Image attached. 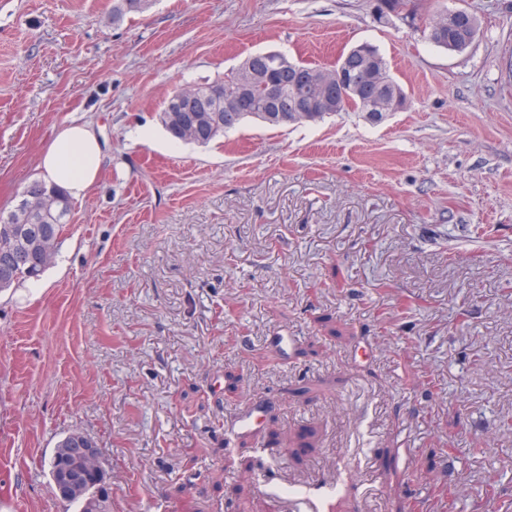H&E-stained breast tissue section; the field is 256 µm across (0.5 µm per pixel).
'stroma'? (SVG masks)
Returning <instances> with one entry per match:
<instances>
[{
  "label": "stroma",
  "mask_w": 512,
  "mask_h": 512,
  "mask_svg": "<svg viewBox=\"0 0 512 512\" xmlns=\"http://www.w3.org/2000/svg\"><path fill=\"white\" fill-rule=\"evenodd\" d=\"M0 0V210L54 130L109 161L54 263L0 294V512H65L40 461L79 430L112 512H512V0L463 51L374 0ZM376 46L408 104L378 123L159 120L248 55ZM287 331L289 359L269 348ZM262 403L253 432L226 434Z\"/></svg>",
  "instance_id": "1"
}]
</instances>
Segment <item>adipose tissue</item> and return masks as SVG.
<instances>
[{
  "label": "adipose tissue",
  "instance_id": "obj_1",
  "mask_svg": "<svg viewBox=\"0 0 512 512\" xmlns=\"http://www.w3.org/2000/svg\"><path fill=\"white\" fill-rule=\"evenodd\" d=\"M106 156L93 128L74 121L57 132L45 146L40 169L46 184L79 198L99 182Z\"/></svg>",
  "mask_w": 512,
  "mask_h": 512
}]
</instances>
